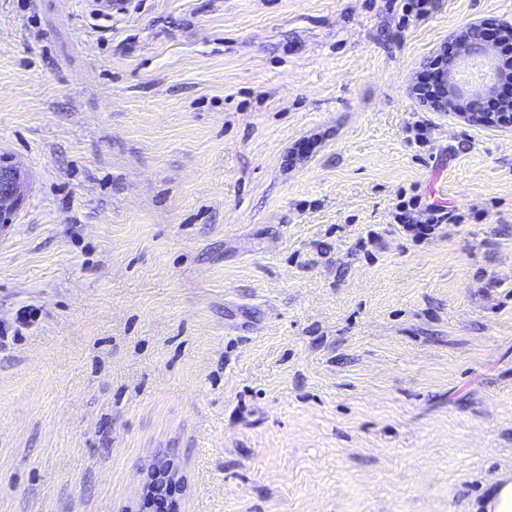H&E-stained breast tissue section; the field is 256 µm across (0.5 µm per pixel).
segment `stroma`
Listing matches in <instances>:
<instances>
[{"instance_id": "obj_1", "label": "stroma", "mask_w": 512, "mask_h": 512, "mask_svg": "<svg viewBox=\"0 0 512 512\" xmlns=\"http://www.w3.org/2000/svg\"><path fill=\"white\" fill-rule=\"evenodd\" d=\"M404 2L0 0V512H139L159 455L181 512H472L512 470V126L412 93L512 0ZM26 191V177L13 160L0 154V227L12 224L22 205ZM448 214L443 207L424 205L419 196L407 197L403 193L397 197V202L392 208L394 223L404 224L407 231H414L418 237L432 234L439 224L451 220L452 217Z\"/></svg>"}]
</instances>
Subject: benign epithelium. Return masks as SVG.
I'll return each instance as SVG.
<instances>
[{"instance_id":"1","label":"benign epithelium","mask_w":512,"mask_h":512,"mask_svg":"<svg viewBox=\"0 0 512 512\" xmlns=\"http://www.w3.org/2000/svg\"><path fill=\"white\" fill-rule=\"evenodd\" d=\"M489 40L482 26L461 30L454 39V52H443L433 61L435 72L430 82L418 83L423 103L436 110L450 107L460 109V115L475 125L512 123V93L500 96V81L507 74L496 71L493 77L480 85L462 87L457 83L461 64L469 60L497 63L502 54L501 45L495 44L496 54L488 51ZM26 191V177L13 160L0 154V227L13 223L22 205ZM143 505L160 512H180L181 482L177 478L174 462L158 457L143 469Z\"/></svg>"}]
</instances>
